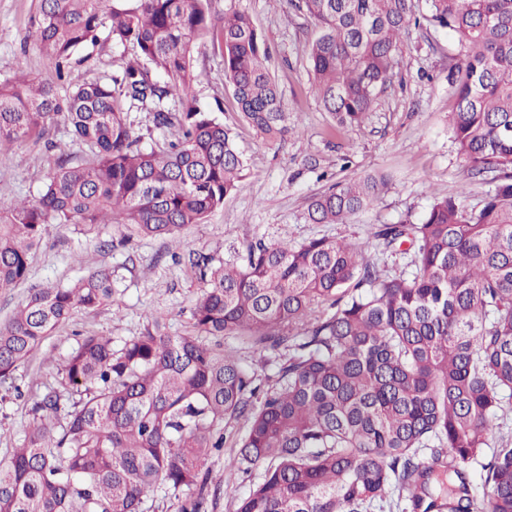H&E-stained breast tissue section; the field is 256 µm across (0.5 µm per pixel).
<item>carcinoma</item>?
Returning <instances> with one entry per match:
<instances>
[{
    "label": "carcinoma",
    "instance_id": "obj_1",
    "mask_svg": "<svg viewBox=\"0 0 512 512\" xmlns=\"http://www.w3.org/2000/svg\"><path fill=\"white\" fill-rule=\"evenodd\" d=\"M285 2L317 28L311 92L336 128L361 125L417 20L413 0ZM209 3L38 0L36 40L56 79L29 77L20 60L0 82V153L52 147L62 127L90 157L59 159L37 198L0 203V289L27 282L52 224L175 236L236 191L246 161L233 129L197 104L198 44L222 56L243 123L267 141L290 132L265 37L248 15ZM425 3L422 19L460 45L451 138L468 178L494 183L482 206L462 192L435 197L418 222L380 226L386 246L410 242V278L384 276L358 247L327 238L259 240L241 264L197 256L193 332L174 336L151 312L118 350L107 336L77 339L58 386L34 400L22 443L0 459V512H143L159 485L178 512H208L207 463L227 441L225 492L239 472L264 468L237 512H512L500 415L512 399V0ZM103 35L123 47L119 70L87 81L71 60ZM135 108L161 134L148 148L129 120ZM386 185L338 182L307 218L345 224ZM113 294L109 268L29 289L0 325V382ZM229 334L289 350L275 387L224 352ZM240 419L245 434L224 437V421Z\"/></svg>",
    "mask_w": 512,
    "mask_h": 512
}]
</instances>
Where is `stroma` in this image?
<instances>
[{"mask_svg":"<svg viewBox=\"0 0 512 512\" xmlns=\"http://www.w3.org/2000/svg\"><path fill=\"white\" fill-rule=\"evenodd\" d=\"M37 0H0V82L24 64L35 78H49L54 67L34 38ZM220 13L245 11L266 36L270 69L283 101L298 126L297 133L264 141L238 117L237 104L224 79V61L211 49L196 56L201 81L197 103L235 128L248 161V174L205 223L177 238L126 235L124 228L104 226L95 236L80 225L50 226L32 259L27 284L0 289V323L24 299L28 289L67 285L88 272L112 271L111 304L93 312H77L11 379L0 384V458L20 444L34 399L55 384L56 363L62 362L79 336L111 337L113 348L143 332L148 311L165 312L169 331L191 332L189 308L202 282L189 255L242 261L248 244L288 239L300 243L326 237L346 240L377 263L389 276L410 274L411 257L374 236L383 224L418 221L433 197L466 190V203L483 204L487 184L468 180L452 144L448 124L454 99L448 71L458 54L455 36L445 29L414 25L402 37L401 55L387 84L379 89L361 126L335 129L332 116L309 91L306 42L315 33L312 19L280 0H212ZM121 46L100 41L80 51L78 71L86 80L110 77ZM56 148L31 142L0 154V201L37 198L46 174L60 155L86 158L85 147L56 133ZM385 174L390 178L375 205L345 224H314L307 220L310 200L332 184L352 176ZM225 352L255 372L263 387L277 379L287 350L259 351L241 336L224 339Z\"/></svg>","mask_w":512,"mask_h":512,"instance_id":"1","label":"stroma"}]
</instances>
